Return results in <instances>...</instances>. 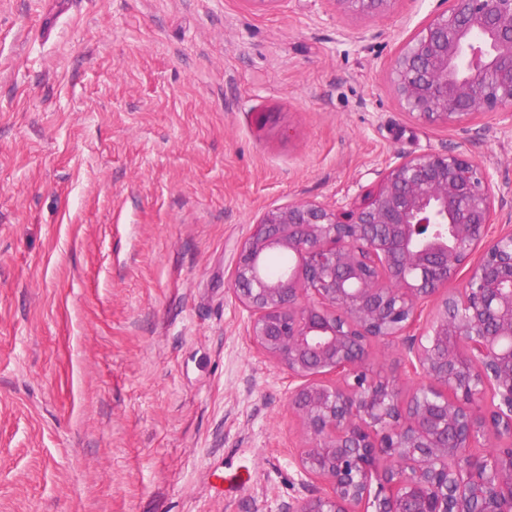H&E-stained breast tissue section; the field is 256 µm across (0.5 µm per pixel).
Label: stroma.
Masks as SVG:
<instances>
[{
  "label": "stroma",
  "mask_w": 512,
  "mask_h": 512,
  "mask_svg": "<svg viewBox=\"0 0 512 512\" xmlns=\"http://www.w3.org/2000/svg\"><path fill=\"white\" fill-rule=\"evenodd\" d=\"M440 0H0V512H288L286 370L231 288L269 209L462 153L512 225V122L386 69ZM340 10L349 15L377 18L390 10L395 0H334Z\"/></svg>",
  "instance_id": "obj_1"
}]
</instances>
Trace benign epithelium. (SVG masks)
Segmentation results:
<instances>
[{
    "label": "benign epithelium",
    "instance_id": "obj_1",
    "mask_svg": "<svg viewBox=\"0 0 512 512\" xmlns=\"http://www.w3.org/2000/svg\"><path fill=\"white\" fill-rule=\"evenodd\" d=\"M336 2L377 18L394 0ZM443 2L391 62L401 107L446 126L511 117L512 0ZM495 201L484 164L428 154L342 213L297 201L253 225L231 286L250 342L294 381L298 485L321 486L288 512H512V227ZM272 252L289 258L275 277ZM375 343L407 382L370 372Z\"/></svg>",
    "mask_w": 512,
    "mask_h": 512
}]
</instances>
